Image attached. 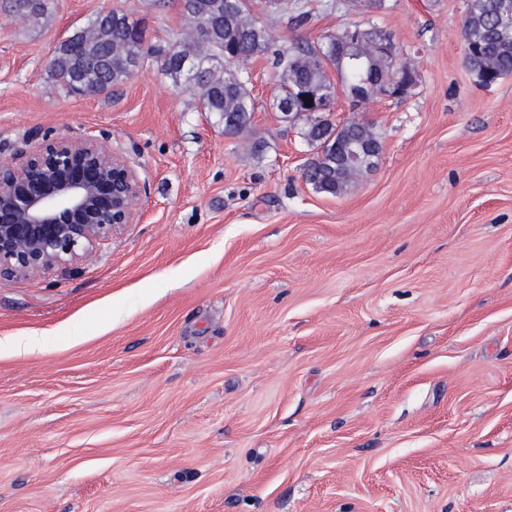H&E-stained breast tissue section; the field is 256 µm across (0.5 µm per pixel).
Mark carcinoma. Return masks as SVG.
<instances>
[{
    "mask_svg": "<svg viewBox=\"0 0 512 512\" xmlns=\"http://www.w3.org/2000/svg\"><path fill=\"white\" fill-rule=\"evenodd\" d=\"M106 17L105 13L97 14L88 26L73 31L74 40L59 43L49 72L61 89L70 93L76 85L85 96L100 95L103 83L114 88L134 76L137 56L156 59L178 82L183 76L180 59L188 56L196 63L191 80L199 90L203 111L214 114L224 127H233L236 136L251 130L255 105L248 79L241 70L237 77H231L224 62L226 50L245 62L270 51L266 29L253 14L250 0H224V15L206 17L213 33L198 34L192 42L177 45L171 56L149 43L145 26L132 29L114 19L109 27L102 23ZM460 30L466 63L480 84L488 87L512 76V9L504 8V0H468ZM360 33L362 40L354 46L345 45L336 33L316 42L295 40L288 49L273 51L279 81L276 100L296 97L305 87L326 89L333 96L339 90L348 96L356 86L379 90L390 75V67L372 54V44L383 30L366 22ZM327 44L343 46V59L336 58V51L325 50ZM332 67L337 69V84L329 75ZM292 125L300 126L301 137L312 148L336 131L311 114L293 117ZM345 133L351 149L382 142L377 128L364 121L345 123ZM373 170V165L361 160L341 162L331 145L317 156L305 180L318 193L341 196Z\"/></svg>",
    "mask_w": 512,
    "mask_h": 512,
    "instance_id": "cac0c4a2",
    "label": "carcinoma"
}]
</instances>
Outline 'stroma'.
Listing matches in <instances>:
<instances>
[{
  "label": "stroma",
  "mask_w": 512,
  "mask_h": 512,
  "mask_svg": "<svg viewBox=\"0 0 512 512\" xmlns=\"http://www.w3.org/2000/svg\"><path fill=\"white\" fill-rule=\"evenodd\" d=\"M303 2L293 27L252 0L274 48L355 18ZM387 3L416 81L333 103L383 136L344 197L303 180L272 54L245 65V136L152 59L110 95L50 77L102 11L180 38L178 0H56L39 27L0 9V148L92 135L145 187L91 259L0 280V341L49 342L0 348V512H512V76L465 66L467 0ZM3 347L18 354H31L44 351L48 342L42 336H21L3 344Z\"/></svg>",
  "instance_id": "35a3bbf8"
}]
</instances>
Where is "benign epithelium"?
<instances>
[{"label":"benign epithelium","mask_w":512,"mask_h":512,"mask_svg":"<svg viewBox=\"0 0 512 512\" xmlns=\"http://www.w3.org/2000/svg\"><path fill=\"white\" fill-rule=\"evenodd\" d=\"M409 89L397 68L384 95L401 99ZM331 103L304 93L283 108L317 114ZM143 190L128 160L90 135L36 136L21 158L0 154V278L36 281L90 258L112 231L136 222Z\"/></svg>","instance_id":"1"}]
</instances>
